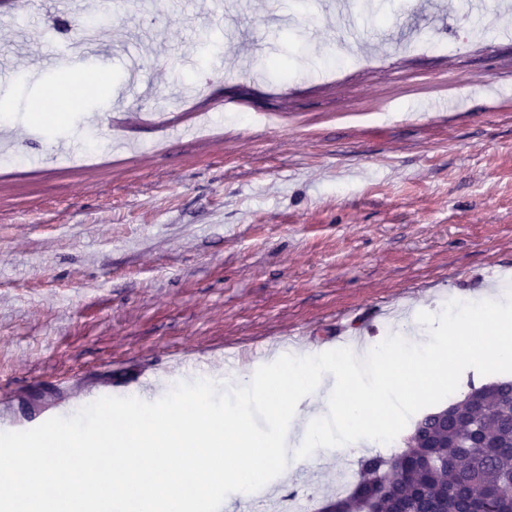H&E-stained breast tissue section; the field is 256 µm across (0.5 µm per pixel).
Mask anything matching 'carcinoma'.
I'll list each match as a JSON object with an SVG mask.
<instances>
[{
	"label": "carcinoma",
	"mask_w": 512,
	"mask_h": 512,
	"mask_svg": "<svg viewBox=\"0 0 512 512\" xmlns=\"http://www.w3.org/2000/svg\"><path fill=\"white\" fill-rule=\"evenodd\" d=\"M401 452L357 460L336 512H472L483 498L512 512V380L471 386L448 412L419 421Z\"/></svg>",
	"instance_id": "1"
}]
</instances>
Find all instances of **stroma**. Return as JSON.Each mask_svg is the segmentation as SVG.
Instances as JSON below:
<instances>
[{"label": "stroma", "instance_id": "35a3bbf8", "mask_svg": "<svg viewBox=\"0 0 512 512\" xmlns=\"http://www.w3.org/2000/svg\"><path fill=\"white\" fill-rule=\"evenodd\" d=\"M354 0L344 48L319 0H108L107 53L43 73L27 46L80 37L93 0L64 16L0 7V393L17 430L83 394L208 376L230 390L262 341L345 331L382 342L419 313L512 290V14L487 0ZM137 48L143 123L114 135L111 101ZM189 65H182V58ZM219 75H212L213 67ZM104 81L54 123L45 90ZM84 165L64 163L53 142ZM372 442L271 482L320 504Z\"/></svg>", "mask_w": 512, "mask_h": 512}]
</instances>
